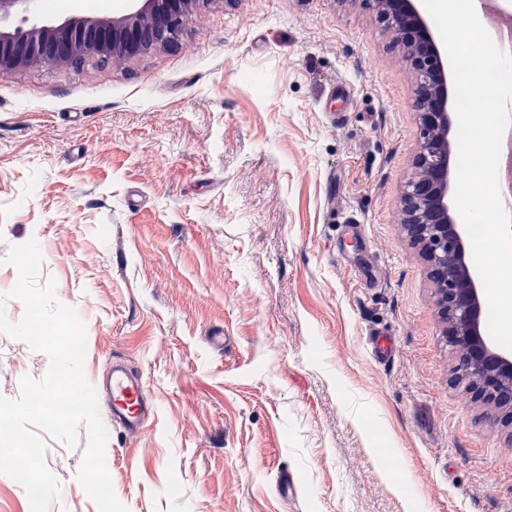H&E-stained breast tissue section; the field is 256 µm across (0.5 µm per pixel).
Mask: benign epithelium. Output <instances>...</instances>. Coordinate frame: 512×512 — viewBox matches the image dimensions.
I'll return each instance as SVG.
<instances>
[{
	"instance_id": "obj_1",
	"label": "benign epithelium",
	"mask_w": 512,
	"mask_h": 512,
	"mask_svg": "<svg viewBox=\"0 0 512 512\" xmlns=\"http://www.w3.org/2000/svg\"><path fill=\"white\" fill-rule=\"evenodd\" d=\"M119 17L75 16L59 24L0 30V74L61 66L89 56L130 60L154 45L178 41L184 21L208 0H135ZM392 40L407 52L417 89L413 107L420 142L414 173L401 196L402 224L427 262L438 312L470 380L475 403L495 410L493 423L512 426V356L493 351L480 336L482 282L469 263L465 227L453 203L454 80L444 46L419 0H375Z\"/></svg>"
}]
</instances>
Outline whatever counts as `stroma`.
Returning <instances> with one entry per match:
<instances>
[{
    "instance_id": "stroma-1",
    "label": "stroma",
    "mask_w": 512,
    "mask_h": 512,
    "mask_svg": "<svg viewBox=\"0 0 512 512\" xmlns=\"http://www.w3.org/2000/svg\"><path fill=\"white\" fill-rule=\"evenodd\" d=\"M45 3L0 26L131 9ZM415 88L373 0H209L138 58L0 76L5 314H24L5 258L37 239L39 283L83 316L87 380L116 357L141 373L156 411L105 447L128 512H410L407 476L423 512H512V427L457 381L401 223ZM48 368L0 333V394ZM43 441L48 512H98L86 426Z\"/></svg>"
}]
</instances>
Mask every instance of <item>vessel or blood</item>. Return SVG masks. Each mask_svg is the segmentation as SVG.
<instances>
[{
    "mask_svg": "<svg viewBox=\"0 0 512 512\" xmlns=\"http://www.w3.org/2000/svg\"><path fill=\"white\" fill-rule=\"evenodd\" d=\"M112 421L122 432L136 434L144 429L153 409L142 377L134 375L121 361H113L109 381Z\"/></svg>",
    "mask_w": 512,
    "mask_h": 512,
    "instance_id": "obj_1",
    "label": "vessel or blood"
}]
</instances>
